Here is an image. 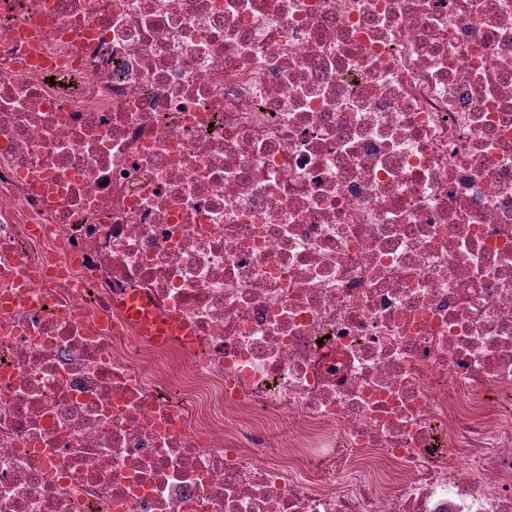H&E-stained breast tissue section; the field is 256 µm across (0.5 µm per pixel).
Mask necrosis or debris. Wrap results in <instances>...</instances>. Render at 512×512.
<instances>
[{
    "label": "necrosis or debris",
    "instance_id": "obj_1",
    "mask_svg": "<svg viewBox=\"0 0 512 512\" xmlns=\"http://www.w3.org/2000/svg\"><path fill=\"white\" fill-rule=\"evenodd\" d=\"M506 400L512 0H0V512H512Z\"/></svg>",
    "mask_w": 512,
    "mask_h": 512
}]
</instances>
